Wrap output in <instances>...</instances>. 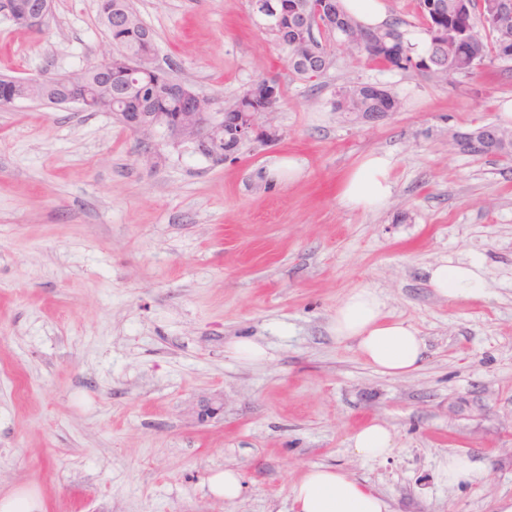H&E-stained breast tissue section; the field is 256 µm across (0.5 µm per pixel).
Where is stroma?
I'll use <instances>...</instances> for the list:
<instances>
[{
    "instance_id": "obj_1",
    "label": "stroma",
    "mask_w": 512,
    "mask_h": 512,
    "mask_svg": "<svg viewBox=\"0 0 512 512\" xmlns=\"http://www.w3.org/2000/svg\"><path fill=\"white\" fill-rule=\"evenodd\" d=\"M156 63L223 111L252 83L279 89L271 140L223 161L128 129L109 112L0 109V496L42 512H292L313 466L344 469L391 512H493L512 497V163L452 135L501 120L512 68L433 81L334 47L299 78L248 0H129ZM43 31L0 21V74L66 75L99 57V0H53ZM375 84L400 102L375 121L336 92ZM394 193L350 210L340 185L367 154ZM480 252L485 295L446 299L430 265ZM375 289L424 338L415 373H377L330 331L352 289ZM254 341L263 360L232 347ZM221 399L220 415L199 420ZM387 458L347 450L361 424ZM486 468L448 486L450 453ZM242 478L226 501L208 479ZM395 448L390 428L379 421L360 426L349 438V452L360 459L385 458ZM41 506L33 493L18 491L0 499L1 512H41Z\"/></svg>"
}]
</instances>
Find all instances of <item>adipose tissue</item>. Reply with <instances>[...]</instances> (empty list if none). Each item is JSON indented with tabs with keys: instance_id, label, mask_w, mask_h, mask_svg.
<instances>
[{
	"instance_id": "ef3b65f1",
	"label": "adipose tissue",
	"mask_w": 512,
	"mask_h": 512,
	"mask_svg": "<svg viewBox=\"0 0 512 512\" xmlns=\"http://www.w3.org/2000/svg\"><path fill=\"white\" fill-rule=\"evenodd\" d=\"M391 159L384 153L365 156L343 179L340 203L351 210L375 211L393 195ZM429 284L445 298L477 296L486 288V259L475 253L447 259L428 270ZM337 342L352 345L377 372L403 377L421 368L426 345L409 322L392 318L378 294L355 288L343 298L331 321ZM395 448L390 428L371 421L350 437L348 450L360 459L384 458ZM295 512H390L387 503L346 471L315 466L290 488Z\"/></svg>"
}]
</instances>
